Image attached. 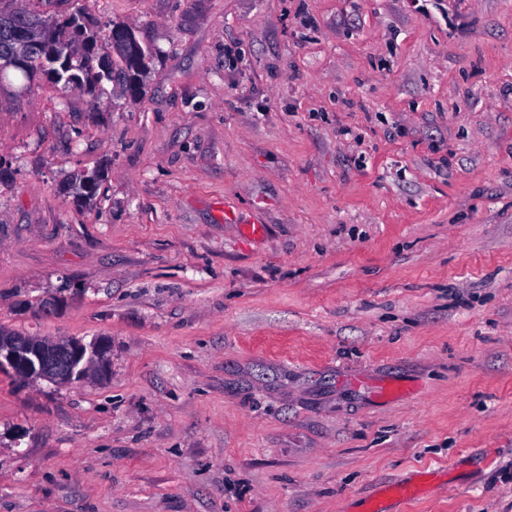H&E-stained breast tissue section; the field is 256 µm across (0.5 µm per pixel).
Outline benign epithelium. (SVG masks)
Returning a JSON list of instances; mask_svg holds the SVG:
<instances>
[{
    "label": "benign epithelium",
    "instance_id": "obj_1",
    "mask_svg": "<svg viewBox=\"0 0 512 512\" xmlns=\"http://www.w3.org/2000/svg\"><path fill=\"white\" fill-rule=\"evenodd\" d=\"M106 363L107 346L102 342L88 347L72 339L0 336V370L23 383L47 381L67 387L105 373Z\"/></svg>",
    "mask_w": 512,
    "mask_h": 512
}]
</instances>
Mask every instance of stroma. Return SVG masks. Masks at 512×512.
<instances>
[{"mask_svg": "<svg viewBox=\"0 0 512 512\" xmlns=\"http://www.w3.org/2000/svg\"><path fill=\"white\" fill-rule=\"evenodd\" d=\"M30 7L150 56L0 87V327L111 346L0 373V512H512V0Z\"/></svg>", "mask_w": 512, "mask_h": 512, "instance_id": "35a3bbf8", "label": "stroma"}]
</instances>
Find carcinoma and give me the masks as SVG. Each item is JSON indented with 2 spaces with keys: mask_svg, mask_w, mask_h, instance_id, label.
<instances>
[{
  "mask_svg": "<svg viewBox=\"0 0 512 512\" xmlns=\"http://www.w3.org/2000/svg\"><path fill=\"white\" fill-rule=\"evenodd\" d=\"M30 30L36 45L22 74L23 90L30 92L40 77L66 93L78 88L93 94L107 80L126 85L136 93L137 77L146 68L148 51L125 25H114L107 32L89 29L78 17L64 20L42 17L25 8L0 9V59L18 50L16 33ZM107 42L112 56L100 54Z\"/></svg>",
  "mask_w": 512,
  "mask_h": 512,
  "instance_id": "carcinoma-1",
  "label": "carcinoma"
}]
</instances>
